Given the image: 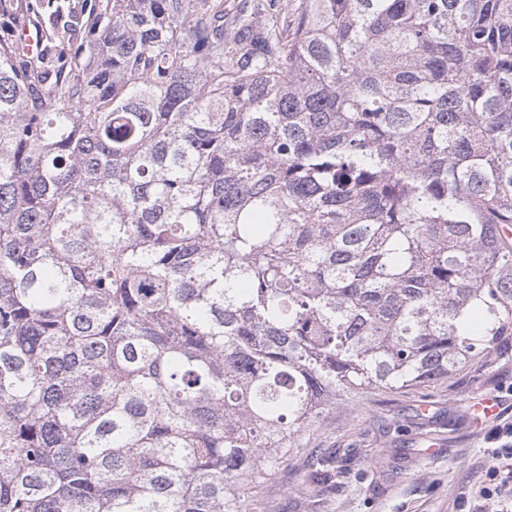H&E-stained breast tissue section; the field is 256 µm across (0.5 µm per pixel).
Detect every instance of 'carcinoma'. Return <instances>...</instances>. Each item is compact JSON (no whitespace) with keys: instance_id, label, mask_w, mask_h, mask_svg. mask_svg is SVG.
<instances>
[{"instance_id":"obj_1","label":"carcinoma","mask_w":512,"mask_h":512,"mask_svg":"<svg viewBox=\"0 0 512 512\" xmlns=\"http://www.w3.org/2000/svg\"><path fill=\"white\" fill-rule=\"evenodd\" d=\"M97 24L48 90L0 44V512H250L329 405L512 337V0Z\"/></svg>"}]
</instances>
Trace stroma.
Masks as SVG:
<instances>
[{
    "mask_svg": "<svg viewBox=\"0 0 512 512\" xmlns=\"http://www.w3.org/2000/svg\"><path fill=\"white\" fill-rule=\"evenodd\" d=\"M107 0H0V42L23 24L43 36L42 71L57 74L90 36ZM497 395L496 415L475 422L468 410ZM512 416V349L455 375L400 393L362 394L337 403L285 456L254 512H472L487 469L501 465L488 434ZM440 448L430 449L429 437ZM346 456V474L312 493L303 485L309 450Z\"/></svg>",
    "mask_w": 512,
    "mask_h": 512,
    "instance_id": "1",
    "label": "stroma"
}]
</instances>
